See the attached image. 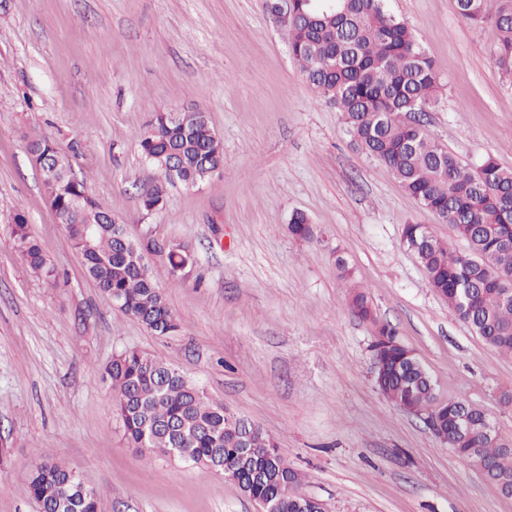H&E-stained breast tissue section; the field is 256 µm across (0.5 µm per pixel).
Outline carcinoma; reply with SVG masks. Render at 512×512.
I'll return each mask as SVG.
<instances>
[{"label": "carcinoma", "instance_id": "cac0c4a2", "mask_svg": "<svg viewBox=\"0 0 512 512\" xmlns=\"http://www.w3.org/2000/svg\"><path fill=\"white\" fill-rule=\"evenodd\" d=\"M459 14L474 24L491 22L499 31L492 52L495 66L512 76V0H456ZM295 19L288 23L293 59L308 84L341 113L346 131L370 157L383 163L405 192L424 209L447 218L469 253H457L424 224H406L403 244L423 267L428 284L455 315L485 344L512 356V169L493 157L477 166L461 162L406 113L434 98L433 62L406 24L388 10L386 0H338L336 9L318 0H294ZM144 161L154 178L141 194L143 209L163 205L169 162L180 177L196 185L224 164V148L205 112L189 116L156 112L140 136ZM35 159L56 153L61 164L42 173L44 191L67 230L85 273L109 300L159 336H175L179 326L159 281L142 262L143 248L120 239L108 211L70 176L71 164L46 137L29 141ZM290 232L312 237L307 216L293 214ZM13 246L31 270L55 277L24 215L14 216ZM187 252L172 247L166 274L178 278ZM349 308L372 327L373 354L383 363L375 386L395 406L436 419L456 441L454 452L475 469L482 468L505 493L512 490V438L502 435L485 409L464 400L444 399L414 351L397 340L396 329L377 319L366 294L350 285ZM115 393L116 412L132 447L166 454L180 448L185 462L224 455V478L252 500L273 499L288 508V489L300 483L274 439L258 424L242 419L210 400L175 367L139 350L112 356L106 367ZM33 499L46 512H103L100 497L84 501L73 491V471L53 461L34 465L27 477Z\"/></svg>", "mask_w": 512, "mask_h": 512}]
</instances>
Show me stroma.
<instances>
[{
	"label": "stroma",
	"mask_w": 512,
	"mask_h": 512,
	"mask_svg": "<svg viewBox=\"0 0 512 512\" xmlns=\"http://www.w3.org/2000/svg\"><path fill=\"white\" fill-rule=\"evenodd\" d=\"M267 0H0V512H39L27 488L51 457L92 486L105 512H258L222 473L137 452L113 412L105 369L137 349L178 368L213 401L259 424L324 512H512L495 488L373 384L372 331L348 309L354 271L379 320L428 368L442 398L484 407L512 436V358L475 336L429 287L401 241L422 209L355 146L293 60ZM433 61L439 89L421 115L462 161L512 168V78L495 67L493 24L456 0H388ZM207 112L224 167L172 187L148 212L139 137L152 113ZM54 140L86 190L163 269L175 336H156L88 279L28 152ZM305 213L314 238L288 225ZM23 213L57 278L10 242Z\"/></svg>",
	"instance_id": "stroma-1"
}]
</instances>
